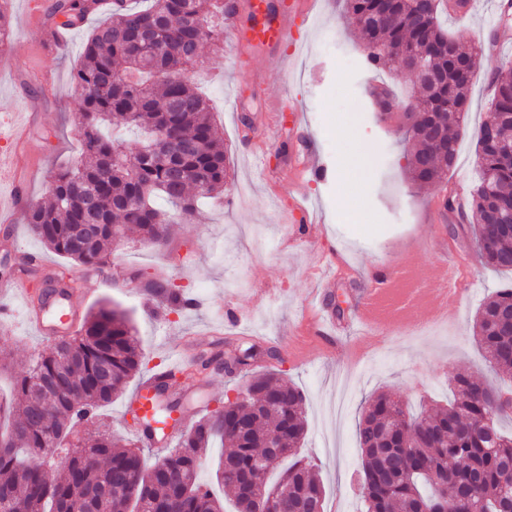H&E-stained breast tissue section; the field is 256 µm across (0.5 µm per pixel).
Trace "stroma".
Returning <instances> with one entry per match:
<instances>
[{
  "label": "stroma",
  "mask_w": 512,
  "mask_h": 512,
  "mask_svg": "<svg viewBox=\"0 0 512 512\" xmlns=\"http://www.w3.org/2000/svg\"><path fill=\"white\" fill-rule=\"evenodd\" d=\"M303 7L308 23L295 26L288 44L277 49L239 45L228 34L223 42L204 44L191 71L224 131L231 169L223 198L206 201L196 217L173 225L164 248L130 233L112 253L113 266L128 274L124 281L50 251L29 232L25 217L0 223V284L22 281L35 301L49 284L77 283L68 303L84 314L102 300L121 302L144 351V376L169 364L182 337L197 338L199 355L214 363L195 374L190 397L180 401L178 414L187 429L202 416L198 403L217 409L243 384L239 376L225 375L219 355L232 346L254 348L253 371L276 372L306 397L302 448L325 487L326 512H360L356 426L367 398L386 391L412 412L429 411L451 399L457 373H487L473 337L474 316L492 291L512 286V273L485 266L469 225L440 209L444 186L458 179L471 184L478 177L474 131L490 108L491 75L512 69V44L480 56L457 165L443 186L420 189L404 171L405 142L377 122L367 92L369 80L383 81L408 103L415 98L410 82L366 67L362 34L341 18L339 0H303ZM8 10L10 32L0 47V113L22 118L28 139L18 151L0 143V155H7L37 204L48 199L50 171L80 158L75 130L80 98L72 76L93 26L70 30L59 45L45 14L38 19L46 27L43 39L29 42L23 34L38 20L28 0H10ZM440 20L468 46L512 33V18L503 19L500 0H477L465 18L444 14ZM344 125L378 159L359 176L363 209L355 218L340 191ZM302 132L314 145L310 162L324 165L325 179L292 165ZM300 201L319 208L320 223H293ZM28 252L45 258L47 268L34 276L21 274L20 257ZM448 253L458 258L461 289L448 297L447 331L405 342L367 333L318 335V309L353 310L359 276L391 269L409 254L416 277L437 281ZM330 272L335 278L327 287L323 278ZM153 277L172 279L201 300V307L153 311L141 292ZM0 303L8 309L0 315V340L13 357L0 371V392L7 394L26 360L48 352L52 342L37 335L19 300Z\"/></svg>",
  "instance_id": "obj_1"
}]
</instances>
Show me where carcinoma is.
<instances>
[{
    "instance_id": "1",
    "label": "carcinoma",
    "mask_w": 512,
    "mask_h": 512,
    "mask_svg": "<svg viewBox=\"0 0 512 512\" xmlns=\"http://www.w3.org/2000/svg\"><path fill=\"white\" fill-rule=\"evenodd\" d=\"M99 0H55V24L77 29L100 10ZM362 30L375 71L424 61L434 80L414 111L391 117L408 146L406 169L419 186L441 183L458 160L467 92L478 51L439 22L440 0H344ZM232 0H112L109 16L84 44L73 75L82 100L77 132L80 161L51 176L49 199L27 212L30 231L57 255L84 267L112 264L113 240L135 228L164 247L170 225L194 214L201 197L224 195V138L207 100L188 77L200 46L218 42ZM490 112L476 131L479 178L460 218L473 224L484 264L512 271V74L492 79ZM133 126L145 135L133 150L103 128ZM191 141L196 149L167 156L154 136ZM78 224L96 231L73 245ZM144 288L170 312L189 297L159 280ZM474 337L490 378L458 373L453 398L430 413L406 411L387 392L368 399L358 422L364 512H512V288L477 310ZM144 356L129 313L104 301L69 341L29 360L10 397L0 400V512H224V501L198 481L203 452L220 442L217 481L232 489L235 512H259L271 494L288 512H325V489L301 452L302 392L274 372L252 375L246 402L200 418L178 447L143 466L134 447H115L99 433L87 445L56 456L58 440L96 420L99 410L139 372ZM64 463L59 478L43 468Z\"/></svg>"
}]
</instances>
